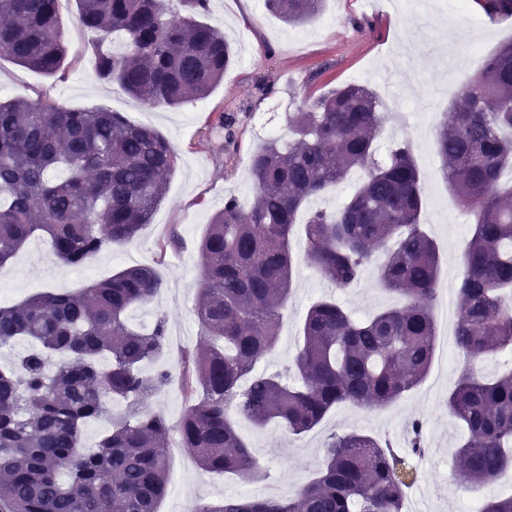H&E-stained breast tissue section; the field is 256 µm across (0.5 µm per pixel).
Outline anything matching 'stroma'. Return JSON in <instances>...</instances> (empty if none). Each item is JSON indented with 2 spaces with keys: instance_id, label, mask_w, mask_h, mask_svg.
<instances>
[{
  "instance_id": "35a3bbf8",
  "label": "stroma",
  "mask_w": 512,
  "mask_h": 512,
  "mask_svg": "<svg viewBox=\"0 0 512 512\" xmlns=\"http://www.w3.org/2000/svg\"><path fill=\"white\" fill-rule=\"evenodd\" d=\"M480 26L465 37L463 46L478 56L492 54L512 40V21L484 18L474 0L457 4L444 0L423 15V29H416L408 8L394 0H324L321 11L302 24H289L256 8L255 0H210L206 22L223 30L234 50V61L221 81L202 100L176 108L151 106L134 99L118 84L96 79L88 52L89 32L80 23L75 0H60L59 22L68 49L63 77H47L0 57V89L7 97L24 96L63 105L72 110L104 106L122 113L132 123L156 129L168 138L178 154L175 172L152 224L131 243L109 250L90 261L91 272L63 264L53 254L47 239L30 238L9 261L4 288L9 303L24 300L45 288L79 289L123 269L153 267L164 281L156 303L135 309L129 322L153 326L164 316L167 333L184 335L180 349L165 347L162 358L144 363L153 374L174 363L180 352L201 349L199 326L193 315L198 302L197 282L202 272L199 245L215 211L226 196H236L250 205L256 191L248 175L250 156L264 135L253 121H246L239 137L235 167L224 164L216 152L218 116L246 100L258 78L275 83V93L257 104L275 123L287 130L289 113L302 100L348 82L365 80L384 99L387 117L377 141L378 157L391 147L409 142L422 175L424 198L422 220L439 247L440 274L448 276L461 268L465 237L456 235L455 224L472 225L473 218L461 209L444 181L435 149V131L448 114L456 93L474 73L473 60L457 61L443 50L453 29ZM368 20L375 31L358 30L356 22ZM296 260L292 295L284 312L275 347L257 365L266 374H284L300 345L299 328L309 306L320 299L336 301L357 319L388 307L389 293L375 270H365L359 283L336 287L304 259L301 238H294ZM457 368L441 370L431 364L422 384L396 403L374 410L349 403L331 409L312 431L296 436L271 423L258 427L237 419V429L268 475L253 482L254 494L263 496L272 488L292 496L311 479L323 445L330 434L357 431L373 437L388 436L400 420H421L425 425V454L413 456L419 473L414 493L428 497L431 512H466L468 503L483 506L501 497L497 484L473 492L454 483V451L466 439L461 422L448 412V390ZM169 485H180L179 494H166L158 512H197L200 501L217 503L224 498L227 477L201 476L191 449L169 460Z\"/></svg>"
}]
</instances>
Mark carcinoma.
Instances as JSON below:
<instances>
[{"label":"carcinoma","instance_id":"obj_1","mask_svg":"<svg viewBox=\"0 0 512 512\" xmlns=\"http://www.w3.org/2000/svg\"><path fill=\"white\" fill-rule=\"evenodd\" d=\"M209 0H75L98 80L120 84L150 105L178 107L224 78L233 51L204 21ZM291 24L323 0H265ZM492 22L512 19V0H474ZM58 0H0V55L54 76L67 57ZM380 100L346 83L304 101L288 118L292 138L251 155L258 194L250 206L224 198L202 238L204 260L194 316L205 343L153 376L140 366L163 351L166 322L133 328L127 312L152 303L163 280L147 266L124 269L79 291L52 288L0 307V347L29 349L0 367V512H157L167 492L171 427L150 399L175 373L191 381L192 403L177 426L199 468L243 481L265 476L233 416L294 435L316 427L335 405L391 404L418 387L434 356L439 247L422 221L421 174L403 142L375 159ZM240 105L219 117L218 149L233 158ZM442 175L474 217L463 254L458 347L469 357L512 346V41L476 65L447 122L436 131ZM177 154L156 130L104 107L71 110L28 98L0 101V268L37 233L55 256L78 266L132 242L165 196ZM366 177L347 203L298 217L308 200ZM303 226L305 259L338 288L357 284L379 256L382 287L400 303L356 321L332 300L304 316L293 365L300 384L255 372L275 346L291 295V239ZM111 363L102 367L99 358ZM125 402L95 447L84 427ZM448 409L467 430L457 478L472 488L512 466V372L491 380L462 368ZM412 422V451L424 450ZM418 473L401 451L359 432L332 434L322 463L295 497L226 498L198 512H403Z\"/></svg>","mask_w":512,"mask_h":512}]
</instances>
